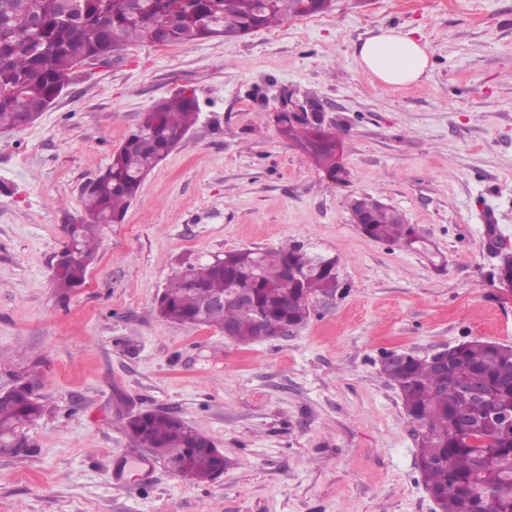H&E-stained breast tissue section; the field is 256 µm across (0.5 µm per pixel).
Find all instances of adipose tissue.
<instances>
[{
    "mask_svg": "<svg viewBox=\"0 0 512 512\" xmlns=\"http://www.w3.org/2000/svg\"><path fill=\"white\" fill-rule=\"evenodd\" d=\"M356 58L380 84L393 87L416 83L429 66L424 45L394 29L366 39L357 49Z\"/></svg>",
    "mask_w": 512,
    "mask_h": 512,
    "instance_id": "1",
    "label": "adipose tissue"
}]
</instances>
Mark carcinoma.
Listing matches in <instances>:
<instances>
[{
    "label": "carcinoma",
    "mask_w": 512,
    "mask_h": 512,
    "mask_svg": "<svg viewBox=\"0 0 512 512\" xmlns=\"http://www.w3.org/2000/svg\"><path fill=\"white\" fill-rule=\"evenodd\" d=\"M332 0H0V128L33 123L73 78L87 57L129 44L189 46L206 38L241 37L279 25L290 17L327 11ZM195 91L183 88L157 101L112 153L107 168L83 189L89 217L112 224L123 220L148 174L198 120ZM279 133L302 156L329 171L339 163L340 141L326 129L293 121L283 113ZM353 222L367 237L413 248L425 238L402 224L395 209L368 198L351 204ZM68 241L54 266V287L67 297L86 281L100 231L69 224ZM498 281L512 285V253L498 250ZM340 288L336 265L309 256L303 247L237 249L190 263L170 279L157 301L158 314L181 324L235 329L250 344L304 324L310 300ZM245 292L250 303L236 293ZM224 296V305L200 318L202 305ZM383 373L400 390L403 407L416 425L418 456L438 512H512V346L475 339L448 350V369L426 357L390 352ZM44 406L19 389L0 392V454L26 442L25 426ZM138 444L175 450L172 465L184 480L208 483L224 472L214 440L181 418L142 412L126 425Z\"/></svg>",
    "instance_id": "1"
}]
</instances>
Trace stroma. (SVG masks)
<instances>
[{
  "label": "stroma",
  "mask_w": 512,
  "mask_h": 512,
  "mask_svg": "<svg viewBox=\"0 0 512 512\" xmlns=\"http://www.w3.org/2000/svg\"><path fill=\"white\" fill-rule=\"evenodd\" d=\"M323 22L233 40L133 45L83 64L38 120L0 133V386L42 378L29 450L0 455V512H434L415 426L382 371L484 338L512 346L490 234L512 244V0H334ZM425 45L416 83L386 87L355 47L384 29ZM197 123L105 225L86 281L51 275L85 184L160 98ZM313 97L342 170L303 158L270 115ZM401 211L410 249L366 237L353 198ZM298 243L337 261L340 288L285 337L241 345L162 319L185 261ZM164 409L210 435L223 474L190 485L123 422Z\"/></svg>",
  "instance_id": "35a3bbf8"
}]
</instances>
